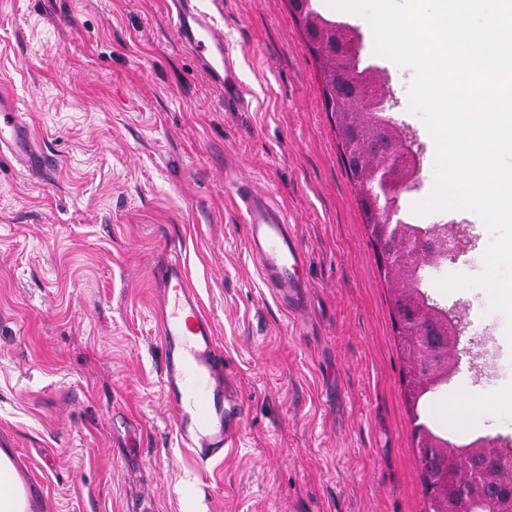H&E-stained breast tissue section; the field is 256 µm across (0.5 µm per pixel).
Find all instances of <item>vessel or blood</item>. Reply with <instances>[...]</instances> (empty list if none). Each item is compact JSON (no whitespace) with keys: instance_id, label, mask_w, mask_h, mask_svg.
Wrapping results in <instances>:
<instances>
[{"instance_id":"vessel-or-blood-1","label":"vessel or blood","mask_w":512,"mask_h":512,"mask_svg":"<svg viewBox=\"0 0 512 512\" xmlns=\"http://www.w3.org/2000/svg\"><path fill=\"white\" fill-rule=\"evenodd\" d=\"M175 20L188 47L216 78L227 68L224 39L192 0H172ZM8 151L28 168L44 170L47 155L34 147L32 129L13 102L0 96V152ZM236 207L247 224L248 244L259 273L291 310L302 309L306 254L286 211L247 183L236 187ZM158 290V334L165 349L161 386L175 413L182 446L199 463L219 457L239 442L244 407L224 380V354L215 341V324L194 290L185 264L176 257L151 272Z\"/></svg>"}]
</instances>
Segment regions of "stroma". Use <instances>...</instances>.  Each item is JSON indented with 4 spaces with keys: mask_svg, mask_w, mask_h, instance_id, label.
Segmentation results:
<instances>
[{
    "mask_svg": "<svg viewBox=\"0 0 512 512\" xmlns=\"http://www.w3.org/2000/svg\"><path fill=\"white\" fill-rule=\"evenodd\" d=\"M224 37L225 84L181 39L168 0H0V89L51 173L0 157V446L33 512H427L414 426L512 451V341L482 274L492 239L461 209L418 214L434 142L411 112L415 73L355 32L422 161L404 221L470 237L425 266L430 303L461 310L447 382L409 406L389 292L287 0H195ZM251 182L288 213L308 256L289 312L261 279L233 201ZM216 327L246 413L238 448L199 466L160 388L153 267L171 253ZM497 399L494 412L479 402Z\"/></svg>",
    "mask_w": 512,
    "mask_h": 512,
    "instance_id": "1",
    "label": "stroma"
}]
</instances>
